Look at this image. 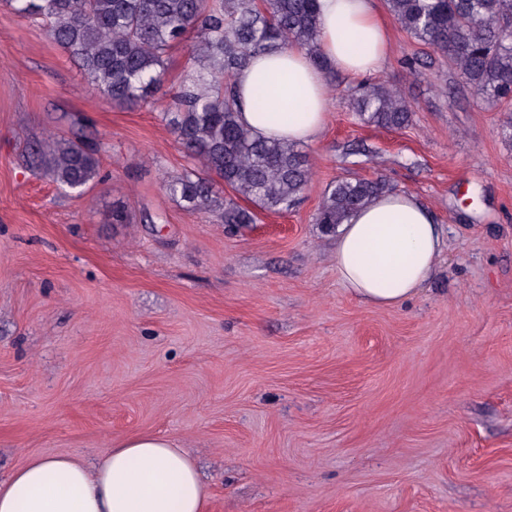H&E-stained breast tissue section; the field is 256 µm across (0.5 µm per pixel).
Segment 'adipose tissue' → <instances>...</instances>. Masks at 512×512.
Returning a JSON list of instances; mask_svg holds the SVG:
<instances>
[{"label": "adipose tissue", "instance_id": "adipose-tissue-1", "mask_svg": "<svg viewBox=\"0 0 512 512\" xmlns=\"http://www.w3.org/2000/svg\"><path fill=\"white\" fill-rule=\"evenodd\" d=\"M322 64L301 49L255 55L234 79L239 122L297 144L321 135L328 72L377 73L390 51L374 0H319ZM448 246L444 230L412 194L375 198L336 230L333 266L360 302L397 306L416 296ZM193 461L169 439L139 433L108 449L94 468L62 455L35 458L0 480V512H205Z\"/></svg>", "mask_w": 512, "mask_h": 512}]
</instances>
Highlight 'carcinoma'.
<instances>
[{"instance_id":"carcinoma-1","label":"carcinoma","mask_w":512,"mask_h":512,"mask_svg":"<svg viewBox=\"0 0 512 512\" xmlns=\"http://www.w3.org/2000/svg\"><path fill=\"white\" fill-rule=\"evenodd\" d=\"M42 27L76 60L106 101L124 109L154 103L171 49L192 36V67L171 90L164 120L190 170L164 181V190L191 211L222 208L230 228L252 224L242 198L270 211L295 206L315 178L295 143L266 140L238 122L233 79L252 55L294 47L320 60L317 0H5ZM401 27L448 58L483 105L512 101V0H386ZM359 121L402 129L412 110L401 87L358 85ZM105 143L50 131L34 162L58 186L83 193L100 174ZM230 188L235 197L223 196ZM393 191L382 178H342L327 185L315 221L333 233L373 198Z\"/></svg>"}]
</instances>
